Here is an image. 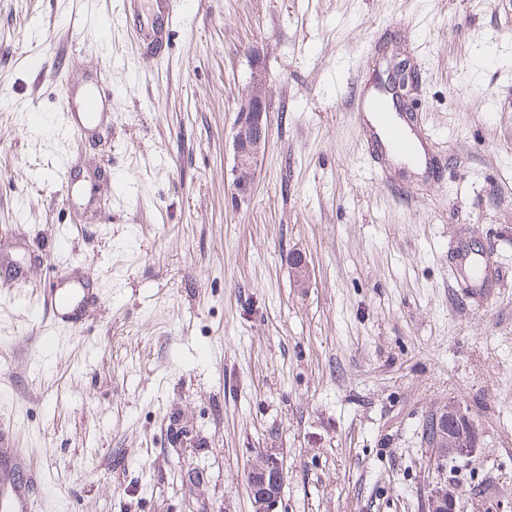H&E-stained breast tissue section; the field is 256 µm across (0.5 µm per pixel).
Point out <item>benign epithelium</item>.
<instances>
[{"label": "benign epithelium", "mask_w": 512, "mask_h": 512, "mask_svg": "<svg viewBox=\"0 0 512 512\" xmlns=\"http://www.w3.org/2000/svg\"><path fill=\"white\" fill-rule=\"evenodd\" d=\"M268 86L267 73L260 66H255L252 79L242 92L232 128L230 143L235 162L232 200L237 204L251 196L256 182V166L269 142ZM289 264L297 281L307 283L310 265L306 258L300 253H293L289 256ZM432 417L443 427L434 445L437 468H443L444 461L452 457H475L477 429L458 404L450 401L435 410ZM283 482V466L273 452H266L248 468L247 483L255 512H278ZM458 499L456 486L443 479L430 491L428 512H457Z\"/></svg>", "instance_id": "7a95c632"}]
</instances>
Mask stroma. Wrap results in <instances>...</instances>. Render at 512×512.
Listing matches in <instances>:
<instances>
[{"instance_id": "35a3bbf8", "label": "stroma", "mask_w": 512, "mask_h": 512, "mask_svg": "<svg viewBox=\"0 0 512 512\" xmlns=\"http://www.w3.org/2000/svg\"><path fill=\"white\" fill-rule=\"evenodd\" d=\"M122 14L0 0V262L24 267L0 275V427L40 512H254L267 449L284 512H427L443 478L463 512H512V0H179L156 60L151 13ZM376 49L414 73L430 177L371 152L351 106ZM256 65L271 136L237 204ZM58 69L100 80L96 133H67ZM468 246L491 287L465 288ZM83 273L82 330L37 319L35 289ZM451 400L479 446L439 470L422 426ZM246 478L255 512H279L284 470L276 454L268 451L262 455L248 468Z\"/></svg>"}]
</instances>
